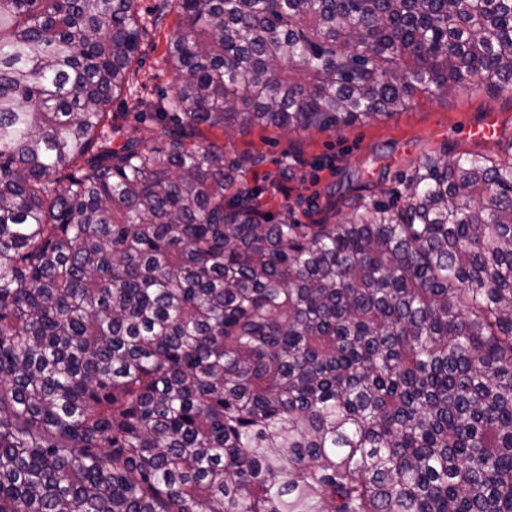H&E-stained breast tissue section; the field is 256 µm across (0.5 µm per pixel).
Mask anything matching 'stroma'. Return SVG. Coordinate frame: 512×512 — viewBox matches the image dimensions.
Instances as JSON below:
<instances>
[{
    "mask_svg": "<svg viewBox=\"0 0 512 512\" xmlns=\"http://www.w3.org/2000/svg\"><path fill=\"white\" fill-rule=\"evenodd\" d=\"M141 44L144 55L138 82L172 88L176 76L162 61L164 43L150 33ZM490 113L499 118L496 136L483 141L470 138V128ZM204 136L223 145L226 155L255 157V164L241 175L243 184L265 186L264 201L271 214L289 209L305 224L309 221L306 203L314 193L350 181L362 187L364 194L384 195L396 187L398 174L409 170L424 153L451 159L463 153L506 157L512 152V93L473 95L459 89L337 131L288 132L255 125L226 134L208 130Z\"/></svg>",
    "mask_w": 512,
    "mask_h": 512,
    "instance_id": "stroma-1",
    "label": "stroma"
}]
</instances>
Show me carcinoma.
I'll return each instance as SVG.
<instances>
[{
	"instance_id": "carcinoma-1",
	"label": "carcinoma",
	"mask_w": 512,
	"mask_h": 512,
	"mask_svg": "<svg viewBox=\"0 0 512 512\" xmlns=\"http://www.w3.org/2000/svg\"><path fill=\"white\" fill-rule=\"evenodd\" d=\"M456 89L512 0H0V512H512V155L301 224L202 141ZM174 26L175 16L171 15L165 20V28L161 34L149 33L141 39L144 55L136 78L139 83H145L150 88L163 87L166 90H170L175 85L176 76L173 69L162 62V53L165 48L164 36Z\"/></svg>"
}]
</instances>
